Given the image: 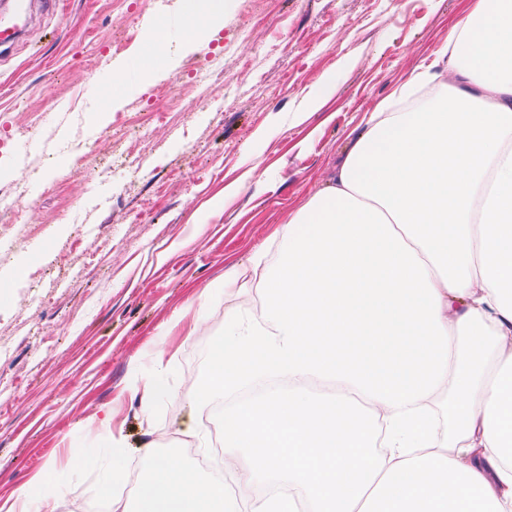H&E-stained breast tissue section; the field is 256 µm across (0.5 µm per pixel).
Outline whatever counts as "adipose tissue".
<instances>
[{
    "mask_svg": "<svg viewBox=\"0 0 512 512\" xmlns=\"http://www.w3.org/2000/svg\"><path fill=\"white\" fill-rule=\"evenodd\" d=\"M416 79L442 99L372 113L277 271H234L262 316L190 390L202 412L271 382L224 420L234 494L149 444L133 512H512V0H478Z\"/></svg>",
    "mask_w": 512,
    "mask_h": 512,
    "instance_id": "1",
    "label": "adipose tissue"
}]
</instances>
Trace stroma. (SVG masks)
Instances as JSON below:
<instances>
[{"label":"stroma","mask_w":512,"mask_h":512,"mask_svg":"<svg viewBox=\"0 0 512 512\" xmlns=\"http://www.w3.org/2000/svg\"><path fill=\"white\" fill-rule=\"evenodd\" d=\"M476 0H227L221 28L172 36L165 67L132 70L145 37L182 21L181 0H58L34 8L22 36L0 51V192L25 189L31 216L50 225L0 257V274L24 267L0 302V500L36 480L60 495V512H85L112 472L123 505L142 444L188 466L210 451L223 418L197 414L188 393L226 318L260 316L262 289L237 295L236 265L273 268L276 229L323 190L381 102L440 55ZM129 44L113 51L112 35ZM223 111L188 79L214 54ZM122 77L113 87V77ZM321 94L323 105L307 102ZM149 100L153 112L136 111ZM147 125L145 138L125 125ZM87 157L70 148L73 131ZM140 160L128 174L120 157ZM101 175L86 177L83 161ZM165 364L168 394L151 413L128 389ZM113 410L125 451L91 434Z\"/></svg>","instance_id":"35a3bbf8"}]
</instances>
